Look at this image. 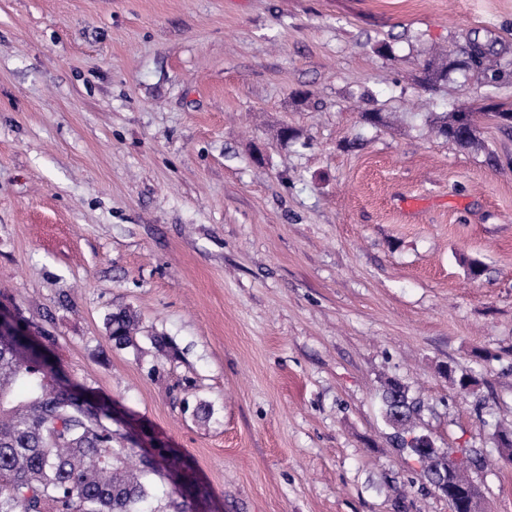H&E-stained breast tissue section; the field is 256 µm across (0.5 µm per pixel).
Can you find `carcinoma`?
I'll list each match as a JSON object with an SVG mask.
<instances>
[{
  "instance_id": "carcinoma-1",
  "label": "carcinoma",
  "mask_w": 512,
  "mask_h": 512,
  "mask_svg": "<svg viewBox=\"0 0 512 512\" xmlns=\"http://www.w3.org/2000/svg\"><path fill=\"white\" fill-rule=\"evenodd\" d=\"M481 118L511 129L512 105L491 112L459 109L441 132L457 143H473ZM105 325L116 348L137 346V315L120 310L108 315ZM149 340L160 365L181 359L173 339ZM54 370L24 355L17 339L0 338V512H45L49 505L54 512H160L152 507L156 495L149 477L164 476L170 449L115 450L112 406L73 397L55 382ZM380 399L384 422L396 424L392 442L416 455L406 442L416 430V407L404 386L387 381Z\"/></svg>"
}]
</instances>
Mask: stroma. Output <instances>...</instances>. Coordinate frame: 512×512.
Instances as JSON below:
<instances>
[{"label": "stroma", "mask_w": 512, "mask_h": 512, "mask_svg": "<svg viewBox=\"0 0 512 512\" xmlns=\"http://www.w3.org/2000/svg\"><path fill=\"white\" fill-rule=\"evenodd\" d=\"M497 101L512 0H0V296L117 447L171 448L191 482L162 512H448L390 442V379L512 512V132L438 131ZM120 307L137 348L108 339ZM155 331L184 354L154 373Z\"/></svg>", "instance_id": "1"}]
</instances>
